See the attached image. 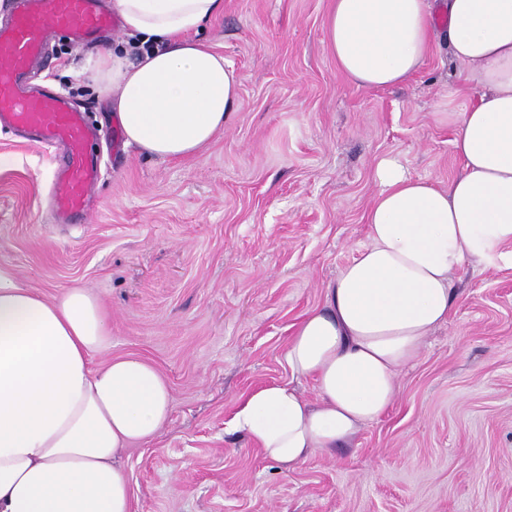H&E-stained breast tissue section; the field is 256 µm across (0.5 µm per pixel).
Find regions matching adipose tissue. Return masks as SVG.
Instances as JSON below:
<instances>
[{
    "instance_id": "ef3b65f1",
    "label": "adipose tissue",
    "mask_w": 512,
    "mask_h": 512,
    "mask_svg": "<svg viewBox=\"0 0 512 512\" xmlns=\"http://www.w3.org/2000/svg\"><path fill=\"white\" fill-rule=\"evenodd\" d=\"M143 51H100L90 72L112 94L127 143L161 159L199 154L230 122L239 78L199 33L224 0H112ZM445 13L450 54L482 90L454 113L462 173L448 189L380 160L365 222L370 243L291 336L286 361L315 399L287 383L251 392L232 421L293 469L330 452L392 407L395 378L448 320L466 265L512 267V0H333L329 54L349 83L385 89L421 68ZM108 314L83 288L45 297L0 265V512H132L116 460L169 418L167 380L133 357L94 363Z\"/></svg>"
}]
</instances>
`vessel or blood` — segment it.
<instances>
[{
	"instance_id": "vessel-or-blood-1",
	"label": "vessel or blood",
	"mask_w": 512,
	"mask_h": 512,
	"mask_svg": "<svg viewBox=\"0 0 512 512\" xmlns=\"http://www.w3.org/2000/svg\"><path fill=\"white\" fill-rule=\"evenodd\" d=\"M96 0H39L0 28V124L31 132L44 145L66 148L55 174L54 205L65 216L84 215L89 191L100 178L84 114L59 93L31 91L29 71L44 62V38L60 30L89 36L111 28Z\"/></svg>"
}]
</instances>
